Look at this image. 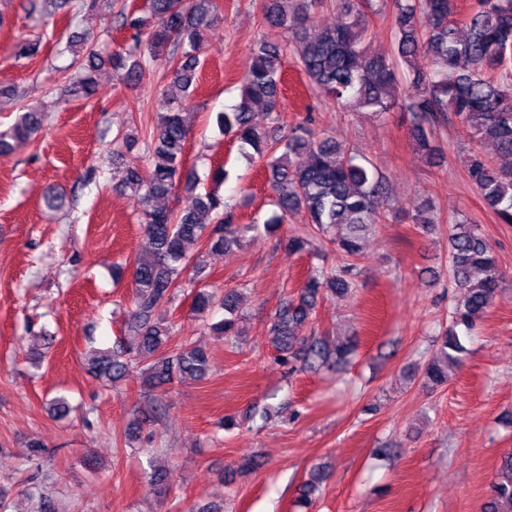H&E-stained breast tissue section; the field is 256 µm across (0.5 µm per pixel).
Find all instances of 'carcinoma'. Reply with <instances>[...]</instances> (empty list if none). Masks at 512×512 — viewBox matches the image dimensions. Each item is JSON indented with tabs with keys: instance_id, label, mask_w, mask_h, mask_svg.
I'll return each instance as SVG.
<instances>
[{
	"instance_id": "carcinoma-1",
	"label": "carcinoma",
	"mask_w": 512,
	"mask_h": 512,
	"mask_svg": "<svg viewBox=\"0 0 512 512\" xmlns=\"http://www.w3.org/2000/svg\"><path fill=\"white\" fill-rule=\"evenodd\" d=\"M323 4L324 0H266L264 25L288 30L289 44L255 42L240 101L217 115L219 129L240 143L244 157L263 163L278 211L261 225L235 223L234 211L223 197L213 191L196 192L195 173L183 172L190 134L188 99L202 68L205 32L219 20L216 0H147L140 12L117 14V28L129 34L128 50L114 51L105 59L88 43L83 56H73L71 66L79 68L80 76L64 92L83 99L94 96L96 73L105 61L130 86L139 84L153 67L170 74L159 100L158 123L145 147V167L122 169L113 182V190L140 203L141 230L149 248L136 257L131 269L128 317L135 340L87 354L88 371L105 385L127 381L136 371L150 391L186 379H206V350L188 336L174 341L172 323L157 315L174 301L188 269L198 275L205 268L202 259L188 256L189 246L204 242L211 252L224 251L240 245L250 233L274 232L292 212L304 214L307 234L286 238L288 251L300 253L311 239L320 238L338 255L339 265L308 274L297 294L276 313L269 333L279 362L291 375L303 366L329 368L354 354L356 342L349 336L331 341L305 332L325 297L350 292L362 241L387 215V180L368 157L317 132L310 114L284 130L280 104L283 58L288 52H293L303 81L337 105L382 120L394 110L407 113L414 141L433 160L441 155L433 127L454 120L476 142H491L499 153L512 157V0H471L468 13L460 17L456 0H393L394 52L387 56L369 52L364 4L353 0H338L336 25L310 33L307 23ZM420 56L428 61L425 69L415 66ZM402 80L417 93L403 95ZM257 104L271 120L264 128L253 121ZM20 110L13 126L0 131V154L10 150V141L29 138L43 128L42 112L24 106ZM465 167L488 208L502 223L512 224V171L495 167L478 151L468 155ZM179 185L190 195V205L176 213L156 206ZM415 223L428 233L439 224L438 213L425 202ZM448 243V277L456 293L451 329L441 336L436 356L421 368L424 382L431 386L447 382L448 363H459L465 353L457 328L473 329L504 279L495 248L480 225L453 220L448 224ZM240 301L236 290L219 296L200 288L191 312L205 320L214 307L223 308L224 319L209 328L234 343L242 335ZM71 411L63 396L48 402V412L56 418H66ZM325 478L323 470L311 471L300 488L299 508H310ZM171 482L170 468L151 473V488L159 495ZM484 512H512V452L500 459Z\"/></svg>"
}]
</instances>
